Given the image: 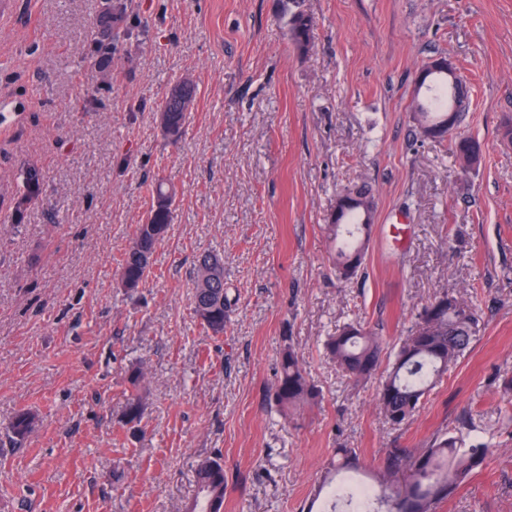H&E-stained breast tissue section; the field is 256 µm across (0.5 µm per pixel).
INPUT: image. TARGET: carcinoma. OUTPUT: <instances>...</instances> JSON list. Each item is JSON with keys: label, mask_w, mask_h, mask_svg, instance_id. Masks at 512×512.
<instances>
[{"label": "carcinoma", "mask_w": 512, "mask_h": 512, "mask_svg": "<svg viewBox=\"0 0 512 512\" xmlns=\"http://www.w3.org/2000/svg\"><path fill=\"white\" fill-rule=\"evenodd\" d=\"M107 24L96 33V53L112 56V32L130 36L127 5L124 0H108ZM288 36L300 53L310 50L314 41V21L303 13L293 14L288 21ZM462 80L454 68L448 73H433L423 69L418 88L425 89L423 103H416L412 112L416 134L435 139L450 138L453 153L467 172L479 161L481 144L461 136L458 130L464 121L466 108L460 105ZM160 110L167 113L171 135L182 136L192 107L184 106L169 93ZM38 174L27 177L25 189L14 201L12 222L24 223L27 210L39 195ZM153 202L145 222L136 225L134 245L119 266L118 285L135 292L148 280L150 259L166 238L173 220L174 193L157 182L152 190ZM376 208L375 196L366 186H352L341 192L336 208L328 218V230L335 242L332 260L336 277L341 281L354 278L361 269L369 241V229ZM193 312L199 323L215 336L224 334L235 298L224 287V262L214 253H205L197 260L194 281ZM477 306L448 290L436 294L415 315L409 334L390 347L377 334L361 325L348 324L326 336L324 350L336 367L349 380L359 383L381 373L377 389V405L387 422L394 427L406 424L423 404L437 380L469 349L478 322ZM144 379L141 368L130 373L131 391L123 410V423L136 427L145 410V400L139 392ZM321 391L303 370L298 355L290 346L280 355V372L269 398L286 415L293 409L317 402ZM35 417L19 412L11 423L13 437L21 441L32 430ZM491 448L487 442L469 444L462 435L442 432L428 447L408 452L389 448L383 459L378 484L356 480L349 472L355 470L352 451L343 450V457L331 463L334 475H343L334 492L355 507L356 512H378L376 505L387 507L385 512H435V506L452 496L458 486L476 470L482 468ZM196 490L185 512H220L224 503V463L220 456L203 458L195 468Z\"/></svg>", "instance_id": "carcinoma-1"}]
</instances>
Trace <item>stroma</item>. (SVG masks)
Segmentation results:
<instances>
[{
  "label": "stroma",
  "instance_id": "1",
  "mask_svg": "<svg viewBox=\"0 0 512 512\" xmlns=\"http://www.w3.org/2000/svg\"><path fill=\"white\" fill-rule=\"evenodd\" d=\"M104 0H0V512H182L198 458L221 453L224 512H302L337 449L368 472L442 429L491 442L436 512H512V0H127L136 35L101 66ZM312 49L288 40L292 13ZM443 57L469 91L462 172L411 120L415 77ZM197 86L185 134L157 113ZM40 193L10 224L28 170ZM163 181L174 221L132 295L115 272ZM377 201L357 279L329 262L338 192ZM224 260L237 304L215 337L192 311L200 254ZM479 307L468 352L402 428L323 351L350 322L390 343L441 290ZM291 342L321 404L267 401ZM148 401L120 421L132 367ZM23 409L34 431L12 447ZM288 36L298 52L307 53L314 41L313 19L300 12L293 14L288 21Z\"/></svg>",
  "mask_w": 512,
  "mask_h": 512
}]
</instances>
